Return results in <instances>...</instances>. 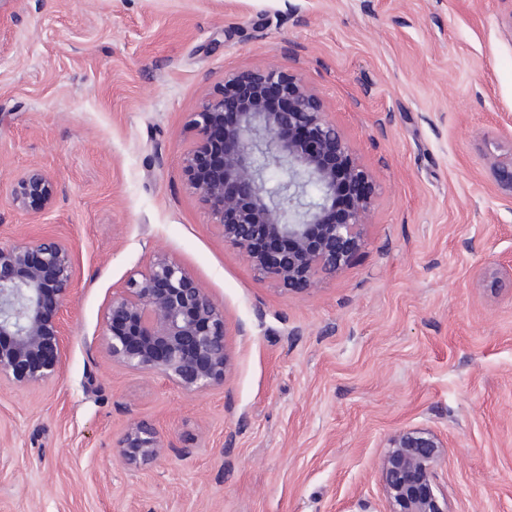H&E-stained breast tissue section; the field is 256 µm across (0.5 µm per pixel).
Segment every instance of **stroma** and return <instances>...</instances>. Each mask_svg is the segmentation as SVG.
<instances>
[{"label": "stroma", "mask_w": 512, "mask_h": 512, "mask_svg": "<svg viewBox=\"0 0 512 512\" xmlns=\"http://www.w3.org/2000/svg\"><path fill=\"white\" fill-rule=\"evenodd\" d=\"M0 245L73 248L60 373L0 382V512H387L397 431L448 446L450 512H512V0H7ZM373 177L364 242L305 291L226 246L183 171L189 119L266 63ZM44 169L49 207L19 210ZM166 255L224 308L233 365L189 395L113 365L112 295ZM145 420L167 450L132 470ZM188 455H181V448ZM55 192L51 176L41 167L33 166L17 180L13 200L22 211L44 210L51 204ZM164 443L156 427L144 421L129 425L118 441L117 454L128 468L138 469L164 453Z\"/></svg>", "instance_id": "obj_1"}]
</instances>
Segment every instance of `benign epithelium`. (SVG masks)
Wrapping results in <instances>:
<instances>
[{"label":"benign epithelium","mask_w":512,"mask_h":512,"mask_svg":"<svg viewBox=\"0 0 512 512\" xmlns=\"http://www.w3.org/2000/svg\"><path fill=\"white\" fill-rule=\"evenodd\" d=\"M282 101L273 109L270 100ZM195 141L186 151L188 186L214 220L224 244L240 252L259 276L285 291L314 287L341 270L360 248L372 205L373 181L356 162L321 100L297 77L274 67L224 78L220 92L192 114ZM274 168L288 174L267 187ZM498 185L512 195V158L493 163ZM351 196L336 219L337 192ZM56 185L33 166L13 200L22 211L43 210ZM74 283V254L46 234L0 246V381L42 384L65 356L60 313ZM101 344L112 363L159 374L187 394L224 385L231 351L224 308L187 270L159 255L112 297ZM448 442L429 429L395 433L378 467L388 512H449L435 492ZM156 427L129 425L117 454L128 468L160 458Z\"/></svg>","instance_id":"obj_1"}]
</instances>
